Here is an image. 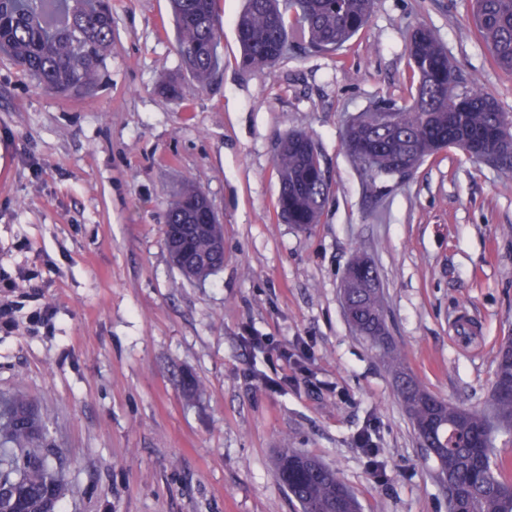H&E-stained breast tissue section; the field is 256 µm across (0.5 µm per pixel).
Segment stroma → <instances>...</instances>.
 Instances as JSON below:
<instances>
[{
  "label": "stroma",
  "mask_w": 512,
  "mask_h": 512,
  "mask_svg": "<svg viewBox=\"0 0 512 512\" xmlns=\"http://www.w3.org/2000/svg\"><path fill=\"white\" fill-rule=\"evenodd\" d=\"M242 6L219 2L224 66L204 87L181 70L168 0H112L96 94L44 92L0 56V393H24L67 455L57 512H300L275 477L283 448L335 469L361 512H448L438 463L348 323L341 285L369 257L409 372L483 407L512 339V175L451 147L373 194L341 130L409 99L419 27L460 88L511 115L512 76L474 34L472 0H373L340 54L294 47L259 72L239 65ZM174 77L178 100L163 92ZM292 131L312 135L331 182L308 230L274 211L275 146ZM187 180L224 226L223 266L195 282L163 240ZM462 311L478 329L468 353L453 333ZM292 343L305 348L296 367L279 357ZM365 431L378 478L356 444Z\"/></svg>",
  "instance_id": "1"
}]
</instances>
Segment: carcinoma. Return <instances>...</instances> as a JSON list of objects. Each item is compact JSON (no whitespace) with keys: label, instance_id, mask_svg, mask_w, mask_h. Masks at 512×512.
<instances>
[{"label":"carcinoma","instance_id":"cac0c4a2","mask_svg":"<svg viewBox=\"0 0 512 512\" xmlns=\"http://www.w3.org/2000/svg\"><path fill=\"white\" fill-rule=\"evenodd\" d=\"M219 0H170L176 51L200 85L221 67ZM372 0H246L235 21L240 66L262 70L281 57V47L297 44L315 54H335L366 29ZM475 30L492 63L512 75V0H474ZM0 53L36 85L59 96H86L98 90L112 55V0H0ZM416 94L402 105L381 102L363 121L344 130L350 158L361 152L371 161L362 169L371 191L377 181L401 175L409 156L427 158L445 146L471 142L484 150L503 144L500 168L512 171V121L481 89L458 92L455 70L436 38L416 30L408 45ZM280 192L277 216L289 224L320 221L330 182L313 137L293 132L279 139L275 153ZM204 192L194 184L179 193L165 223L188 224L182 232L185 262H222L207 223ZM379 274L358 259L347 289L359 335L383 351L395 372L401 404L414 428L446 441L450 457L445 482L459 512H512V480L492 461L495 439L512 433V341L496 359L495 379L484 409L462 408L427 392L401 367V352L386 334L383 289L371 287ZM303 454L287 450L276 460L277 481L297 500L301 512H359L336 471L308 466ZM66 457L44 434L32 404L22 395L0 397V512H56L67 490Z\"/></svg>","mask_w":512,"mask_h":512}]
</instances>
